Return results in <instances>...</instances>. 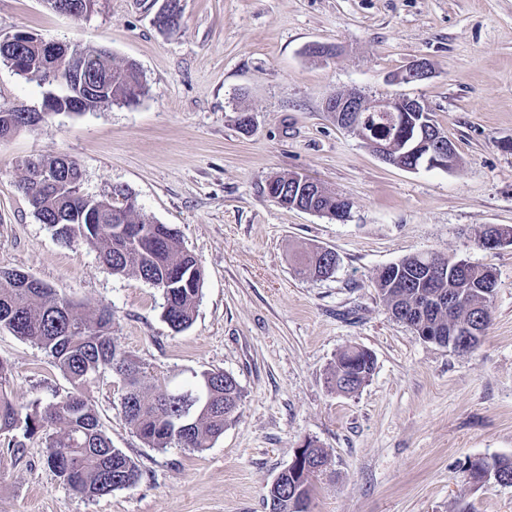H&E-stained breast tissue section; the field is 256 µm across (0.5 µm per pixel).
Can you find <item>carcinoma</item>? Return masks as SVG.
Segmentation results:
<instances>
[{
	"label": "carcinoma",
	"mask_w": 512,
	"mask_h": 512,
	"mask_svg": "<svg viewBox=\"0 0 512 512\" xmlns=\"http://www.w3.org/2000/svg\"><path fill=\"white\" fill-rule=\"evenodd\" d=\"M0 60L19 66L26 78L41 82L48 79L52 69V61L33 43L0 42ZM77 60L82 63V78L49 92L45 97L49 110L77 105L85 112H93L114 102L134 104L143 95V76L135 62H117L102 47L77 51ZM391 133L384 116L373 114L365 128L364 141L370 145ZM41 162L48 167L50 181L25 176L18 184L37 217L45 224L61 228V239L80 241L96 250L101 263L112 274H133L162 289L166 322L176 332L188 328L202 293L203 272L198 258L182 247L175 229L143 219L134 203L124 209H113L106 197L88 199L78 194L76 185L82 182V172L71 158L56 156ZM85 209L103 210L102 223L76 222L73 216ZM130 224L142 225L146 235L139 240L130 238L126 232ZM426 257L425 253H415L403 258L396 263L394 274L380 273L376 287L399 321L407 315L414 319L423 316L425 328L443 342L453 337L459 324H472L477 334L468 340H456L453 349L476 348L490 322L493 289L483 287L486 267L446 257L448 279L432 289L420 288L417 279L430 274L424 265ZM0 327L43 348L74 386V392L65 399L48 405L40 413L25 415L1 393L0 430H10L22 422L25 433L33 435L44 421L54 425L57 431L47 441V464L82 497L109 495L137 484L142 478L137 463L112 447L95 410L79 392L100 368L108 367L123 378V416L151 448L164 449L175 444L204 451L236 420L243 392L230 374L205 370L184 386L156 392L139 364L116 344L107 309L82 316L75 311L74 304L45 283L25 285L16 270L0 271ZM372 370L364 349L348 347L336 358L330 385L338 392L354 393L368 380ZM200 386L207 387L210 407L186 418L183 413L188 400ZM326 463V451L311 446L301 474L293 481L287 480L288 490H277L279 507L274 512H296L299 502L310 506L313 481L318 475L312 467ZM463 469L469 483L486 474L512 483V457L468 459Z\"/></svg>",
	"instance_id": "1"
}]
</instances>
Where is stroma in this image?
Wrapping results in <instances>:
<instances>
[{
    "label": "stroma",
    "instance_id": "1",
    "mask_svg": "<svg viewBox=\"0 0 512 512\" xmlns=\"http://www.w3.org/2000/svg\"><path fill=\"white\" fill-rule=\"evenodd\" d=\"M178 32L152 24L151 0H99L88 17L43 0H0V35L18 30L139 65L134 105L61 114L0 140V270L107 308L119 347L158 388L222 370L239 382L235 423L197 452L148 447L121 412L122 380L83 387L113 447L137 460L132 487L85 499L46 463V426L0 432V512H266L264 495L308 442L330 458L310 512H512V485L466 483L467 458L512 457V245L477 247L512 227V0H181ZM430 78L403 84L413 60ZM47 86L0 61V106H41ZM339 91L421 101L458 156L451 170L383 162L338 126ZM252 117L243 129L241 114ZM67 155L82 189L122 188L139 212L177 228L204 282L182 332L164 297L115 276L95 250L67 243L17 188L27 160ZM298 172L350 199V218L280 206L274 177ZM333 250L334 275L299 274L300 256ZM418 252L463 258L496 276L491 322L472 351L423 341L391 315L379 271ZM368 350L374 370L352 394L328 380L338 354ZM0 385L23 411L73 390L49 354L0 328Z\"/></svg>",
    "mask_w": 512,
    "mask_h": 512
}]
</instances>
